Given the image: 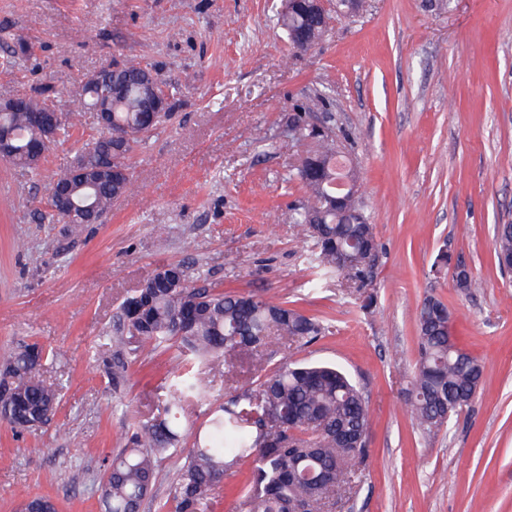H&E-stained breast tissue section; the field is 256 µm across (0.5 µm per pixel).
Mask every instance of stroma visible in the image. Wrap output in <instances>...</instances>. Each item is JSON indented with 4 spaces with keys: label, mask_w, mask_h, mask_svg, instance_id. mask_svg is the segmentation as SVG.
Instances as JSON below:
<instances>
[{
    "label": "stroma",
    "mask_w": 512,
    "mask_h": 512,
    "mask_svg": "<svg viewBox=\"0 0 512 512\" xmlns=\"http://www.w3.org/2000/svg\"><path fill=\"white\" fill-rule=\"evenodd\" d=\"M281 0H0V53L26 43L0 97L56 93L61 111L87 74L137 61L174 87L171 117L129 163L136 190L101 224L36 219L56 175L98 137L93 112L51 145L40 175L0 161V364L38 343L60 403L49 423H0V512L18 493L59 512H101L105 459L153 416L176 350L144 348L120 390L101 359L120 302L155 270L291 301L328 325L277 359L333 363L363 390L369 455L336 512H512V273L494 227L512 223V0H364L305 53L278 23ZM334 125L359 171L380 253L369 315L347 284L308 291L307 242L281 216L301 195L286 173L302 152L285 116L299 104ZM483 288L433 275L439 249ZM447 303L460 344L485 366L469 408L433 435L404 408L417 312ZM251 364L203 369L211 393L186 423L234 394Z\"/></svg>",
    "instance_id": "obj_1"
}]
</instances>
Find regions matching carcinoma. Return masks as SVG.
I'll return each mask as SVG.
<instances>
[{"label":"carcinoma","instance_id":"carcinoma-1","mask_svg":"<svg viewBox=\"0 0 512 512\" xmlns=\"http://www.w3.org/2000/svg\"><path fill=\"white\" fill-rule=\"evenodd\" d=\"M279 22L292 48L301 51L299 36L317 44L324 30L300 0H288ZM159 75L137 63H121L112 71V93L105 121L124 135L117 149L99 135L82 150L86 166L100 167L112 155V176L100 182L98 207L112 211V204L132 188L128 163L131 153L171 116V112L143 109L142 81ZM0 126L15 133L14 154L7 162L32 174L41 166L32 164L31 149L47 152L74 126L71 112L46 111L35 124L26 112H0ZM55 136L46 134V127ZM288 130L304 146L297 164L289 171L304 190L302 199L288 207L286 220L301 228L311 248L306 261L311 271L309 288L315 291L332 278L357 284L360 309L372 312L378 295L370 289L379 258V242L358 197L336 190V181L356 179L332 129L315 134L303 112L288 115ZM495 255L503 269L512 266V224H499L494 236ZM441 250L431 272L454 266L455 286L472 292L480 281L462 260ZM160 268L149 278L152 287L139 292L141 309L131 317L122 302L112 324V350L103 360L119 386L129 365L145 346L179 350L176 368L168 375L163 398L153 417L134 427L123 448L107 460L102 485L103 512H142L152 497L162 464L177 453L183 442V404L206 398L199 367L236 359L269 363L273 344L286 341L307 345L326 335L329 328L286 301L274 302L252 293L223 292L187 280L164 282ZM417 358L404 404L412 421L424 433L448 424L450 418L471 405L484 381V366L453 334L448 305L429 297L417 314ZM47 359L32 344L6 360L0 383L10 395L0 396V421L24 430L46 424L44 416L55 415L58 395L37 379ZM370 413L363 392L340 368L324 364L280 362L265 373L245 381L240 392L221 409L212 412L194 449L179 467L173 490L164 503L168 512H214V490L227 478L243 475L239 485H229L237 494L239 512H333L336 503L352 489L356 466L369 453Z\"/></svg>","mask_w":512,"mask_h":512}]
</instances>
